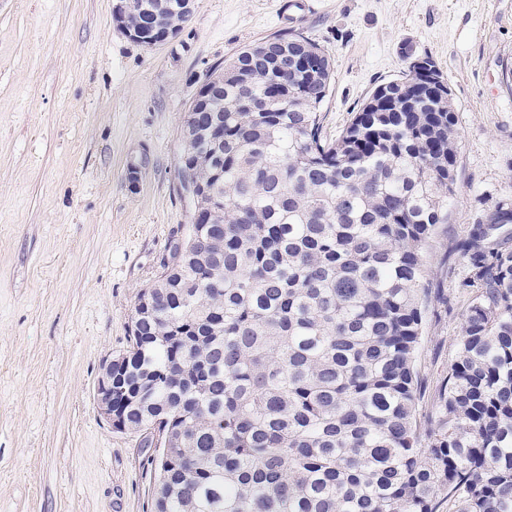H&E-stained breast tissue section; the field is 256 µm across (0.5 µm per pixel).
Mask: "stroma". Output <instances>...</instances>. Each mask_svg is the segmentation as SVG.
<instances>
[{
	"label": "stroma",
	"instance_id": "1",
	"mask_svg": "<svg viewBox=\"0 0 512 512\" xmlns=\"http://www.w3.org/2000/svg\"><path fill=\"white\" fill-rule=\"evenodd\" d=\"M117 0H0V512H152L153 449L101 416V365L129 345L137 296L184 238V115L206 71L291 28L334 62L323 132L431 57L458 115L448 237L512 200V0H195L164 44L129 40ZM463 261L419 356L454 358Z\"/></svg>",
	"mask_w": 512,
	"mask_h": 512
}]
</instances>
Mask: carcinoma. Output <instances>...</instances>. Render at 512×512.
Instances as JSON below:
<instances>
[{
    "mask_svg": "<svg viewBox=\"0 0 512 512\" xmlns=\"http://www.w3.org/2000/svg\"><path fill=\"white\" fill-rule=\"evenodd\" d=\"M182 128L218 194L138 294L112 364L116 428H158L153 512H512V224L500 200L442 245L450 95L408 71L324 138L331 57L301 31L215 68ZM224 126V144L208 134ZM466 261L454 360L420 411L427 315Z\"/></svg>",
    "mask_w": 512,
    "mask_h": 512,
    "instance_id": "cac0c4a2",
    "label": "carcinoma"
}]
</instances>
